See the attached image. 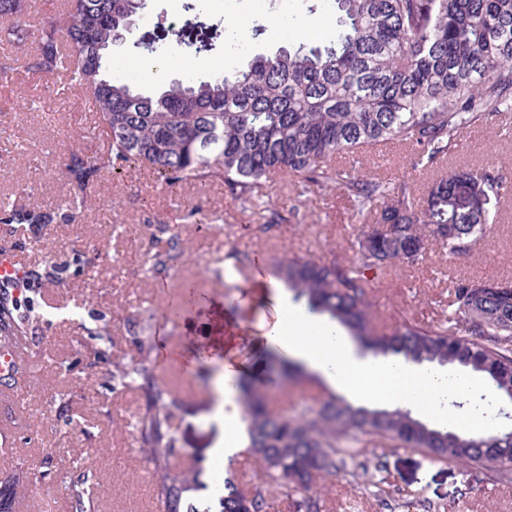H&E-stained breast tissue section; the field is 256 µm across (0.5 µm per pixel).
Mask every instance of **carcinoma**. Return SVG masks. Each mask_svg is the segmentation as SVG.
<instances>
[{"label":"carcinoma","mask_w":512,"mask_h":512,"mask_svg":"<svg viewBox=\"0 0 512 512\" xmlns=\"http://www.w3.org/2000/svg\"><path fill=\"white\" fill-rule=\"evenodd\" d=\"M23 0H0V23L17 46L37 43L27 60L32 73L62 67L58 35L72 60V81L90 91L109 140L106 151L89 155L70 148L64 172L73 201L105 170L120 173L137 165L156 175L170 192L184 184L221 179L231 199L253 202L262 180L291 174L302 189L342 190L358 214L386 224L360 240L359 267L346 269L312 257L277 258L265 266V288L294 294L304 312L326 317L374 354L413 364L453 365L482 375L502 398L512 399V278L461 277L454 284V328L426 330L403 325L389 336L375 334L364 269L395 261L414 263L429 246L468 253L489 223L479 202L457 204L467 180L499 196L493 167L450 171L420 196L406 183L377 174H356L335 160H360L388 146L413 152L417 166L437 168L457 146L461 131L482 118L512 111V0H332L336 36L328 44L306 38L270 54L254 56L231 75L168 84L156 94L134 91L112 78L105 47L140 0H65L59 17L41 28L21 19ZM73 208H4L3 224L21 230L38 224L71 223ZM148 270L168 275L181 255L179 235L158 223L150 233ZM302 373L285 355L270 352L255 371L235 382L250 455L263 471L262 484L245 489L231 478L217 496L219 512H268L273 489L301 495L289 512H316L312 494L336 477V428L387 437L440 458L482 461L495 448L512 463L507 433L473 436L431 428L400 408L355 406L327 393L311 417L276 410L272 390ZM113 389L147 394L138 420L142 451L154 464L162 512H212L199 464L172 472V420L179 399L153 371L133 359L115 363Z\"/></svg>","instance_id":"carcinoma-1"}]
</instances>
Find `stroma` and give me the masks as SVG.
Segmentation results:
<instances>
[{"label": "stroma", "instance_id": "stroma-1", "mask_svg": "<svg viewBox=\"0 0 512 512\" xmlns=\"http://www.w3.org/2000/svg\"><path fill=\"white\" fill-rule=\"evenodd\" d=\"M184 2L150 0L130 41L113 48V62L138 55L137 41L152 39L154 29L173 27L176 35L168 33L154 45L170 61L166 80L229 75L255 55L295 44L302 32L324 41L335 30L323 0H207L190 12ZM241 24L262 27L264 33L240 38ZM202 39L213 48L201 53L203 67L186 72L178 55L185 44ZM4 57L14 59L15 70L0 80V205L51 209L73 195L63 172L69 147L95 153L106 149L107 140L84 88L29 73L23 52L0 41ZM448 165L498 169L502 191L491 222L469 253L435 248L422 261L371 274L372 322L379 334L405 322L447 326L455 279L512 275V112L468 127ZM367 168L416 188L431 178L401 149L370 157ZM193 208L207 216V225L188 219ZM274 209L286 223L254 235L252 226L264 223ZM159 221L180 225L182 240L177 267L163 281L146 274L145 249L127 245L131 239L147 241L150 224ZM363 229L352 203L337 190L304 194L295 180L274 175L262 181L254 204L244 208L230 198L223 181L166 193L153 176L131 167L102 174L90 206L74 222L45 225L39 245L17 241L25 263H50L61 275L32 293L33 307L23 321L31 354L28 385L0 393V426L11 427L15 438L12 453L0 454V486L20 480L29 489L14 512H157L153 465L139 450L135 427L145 398L139 390H113V362L134 355L133 337L148 336L156 348L143 358L159 380L164 377L159 349H177L190 361L203 340L213 348L230 344V358L253 366L284 293L219 281L213 269L251 264L262 252L314 255L348 267L358 255ZM186 282L213 294L217 303L233 301V317L207 308L180 325L166 321V309ZM175 393L182 409L173 423L177 442L171 467L184 468L198 456L206 476L260 482L261 471L251 458L224 467L212 459L210 450L224 426L217 402L199 385L197 374L188 375ZM336 445L354 459L322 488L319 512H512V467L439 460L422 449L344 428L336 432ZM84 474L95 496L79 503L64 493L62 479Z\"/></svg>", "mask_w": 512, "mask_h": 512}]
</instances>
